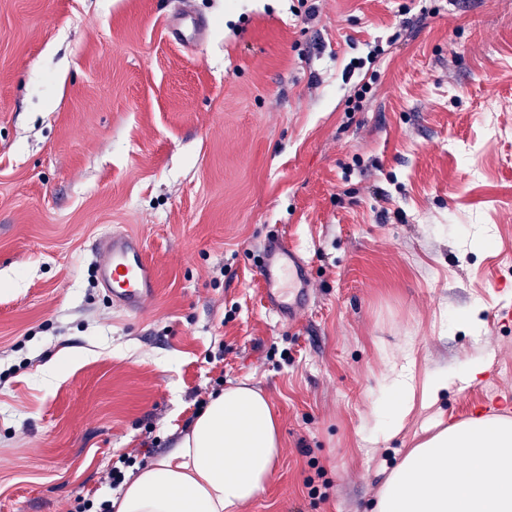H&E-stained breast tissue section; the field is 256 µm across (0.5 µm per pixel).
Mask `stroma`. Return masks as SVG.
<instances>
[{
	"mask_svg": "<svg viewBox=\"0 0 512 512\" xmlns=\"http://www.w3.org/2000/svg\"><path fill=\"white\" fill-rule=\"evenodd\" d=\"M115 230L156 271L137 315L95 276ZM277 235L312 272L290 321ZM508 311L512 0H0V512L101 503L239 383L282 436L241 512H371L428 428L512 418ZM205 30V22L197 19L190 20L189 23L183 20L182 22L172 24L173 34L181 40L186 41L187 45L201 40ZM257 274L266 308L280 319L290 320L308 303L309 265L288 239L276 237L265 244Z\"/></svg>",
	"mask_w": 512,
	"mask_h": 512,
	"instance_id": "stroma-1",
	"label": "stroma"
}]
</instances>
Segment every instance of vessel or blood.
<instances>
[{
	"label": "vessel or blood",
	"instance_id": "1",
	"mask_svg": "<svg viewBox=\"0 0 512 512\" xmlns=\"http://www.w3.org/2000/svg\"><path fill=\"white\" fill-rule=\"evenodd\" d=\"M102 258L96 274L102 288L121 310L139 313L156 292L153 267L142 241L126 232H115L97 244ZM262 297L269 311L288 320L309 301V265L300 250L286 238L265 244L257 269Z\"/></svg>",
	"mask_w": 512,
	"mask_h": 512
}]
</instances>
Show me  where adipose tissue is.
Listing matches in <instances>:
<instances>
[{"mask_svg":"<svg viewBox=\"0 0 512 512\" xmlns=\"http://www.w3.org/2000/svg\"><path fill=\"white\" fill-rule=\"evenodd\" d=\"M280 448L261 390L227 387L110 497L112 512H239L262 491ZM372 512H512V419L476 414L423 440L386 478Z\"/></svg>","mask_w":512,"mask_h":512,"instance_id":"ef3b65f1","label":"adipose tissue"}]
</instances>
